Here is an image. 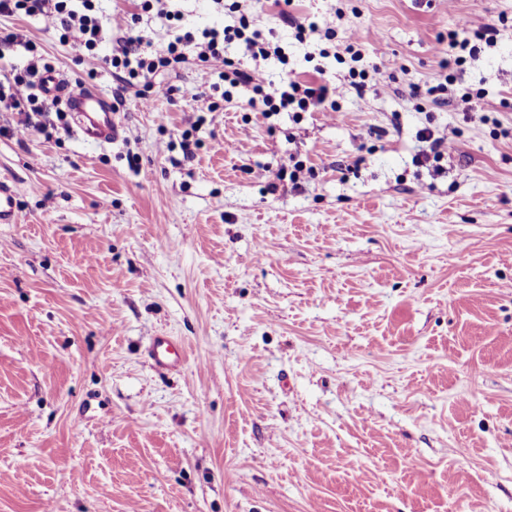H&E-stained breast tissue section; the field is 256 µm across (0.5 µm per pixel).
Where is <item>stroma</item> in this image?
I'll list each match as a JSON object with an SVG mask.
<instances>
[{
	"label": "stroma",
	"instance_id": "obj_1",
	"mask_svg": "<svg viewBox=\"0 0 512 512\" xmlns=\"http://www.w3.org/2000/svg\"><path fill=\"white\" fill-rule=\"evenodd\" d=\"M294 5L394 83L267 119L242 96L208 111L191 66L175 99L127 93L101 144L0 111V512H512V0ZM248 16L287 57L266 80H344L328 41ZM461 17L500 29L454 84L495 111L407 95ZM1 27L111 95V45ZM425 127L442 173L414 163ZM159 334L179 370L151 364ZM418 139L423 144L418 155L421 162L429 161L431 158L439 161L443 158L447 149V136L435 134L430 128H424L418 133ZM185 353L184 344L173 336H155L150 345L151 359L160 369L175 367Z\"/></svg>",
	"mask_w": 512,
	"mask_h": 512
}]
</instances>
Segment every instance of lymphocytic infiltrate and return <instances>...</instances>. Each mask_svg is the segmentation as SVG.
<instances>
[{
	"instance_id": "obj_1",
	"label": "lymphocytic infiltrate",
	"mask_w": 512,
	"mask_h": 512,
	"mask_svg": "<svg viewBox=\"0 0 512 512\" xmlns=\"http://www.w3.org/2000/svg\"><path fill=\"white\" fill-rule=\"evenodd\" d=\"M99 0H0V16H26L39 19L48 30L58 33L63 44L87 54H94L104 42H112L107 65L116 82L113 97L123 101L125 93L138 85L146 86L153 95L174 98L180 88L159 82L165 72H173L182 64L192 63L207 69L225 102H232L237 91L249 93L248 104L265 116L283 111L332 112L336 101L349 88L348 82L327 80L308 84L293 70H283L279 82L266 86L259 61L281 55L261 30L253 28L241 16L240 0H212L217 9L239 13L237 24L203 29H175L166 47L154 48L139 29L141 12L175 19L180 15L176 0H141L140 13L100 10ZM499 29L493 24L475 25L471 21L455 22L448 32V57L445 69L452 70L479 60L483 48L494 47ZM23 48L27 65L22 72H7L0 77V103L20 112L44 114L55 107V100L42 91V76L47 65L37 45L21 31L0 28V50Z\"/></svg>"
}]
</instances>
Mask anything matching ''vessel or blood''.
<instances>
[{"instance_id": "1", "label": "vessel or blood", "mask_w": 512, "mask_h": 512, "mask_svg": "<svg viewBox=\"0 0 512 512\" xmlns=\"http://www.w3.org/2000/svg\"><path fill=\"white\" fill-rule=\"evenodd\" d=\"M43 88L46 95L65 99L85 140L108 142L116 136L118 127L113 117L112 103L105 96L90 89H71L65 78L52 73L45 75ZM185 353L184 344L171 336L154 337L150 345L151 359L161 369L175 367Z\"/></svg>"}]
</instances>
